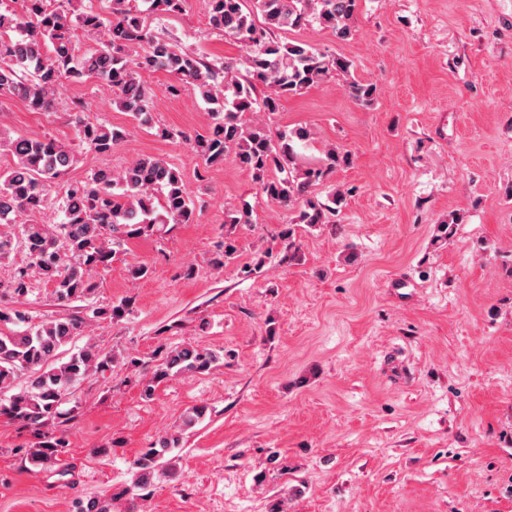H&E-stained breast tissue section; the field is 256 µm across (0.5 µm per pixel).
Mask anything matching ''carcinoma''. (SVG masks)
Instances as JSON below:
<instances>
[{"mask_svg": "<svg viewBox=\"0 0 512 512\" xmlns=\"http://www.w3.org/2000/svg\"><path fill=\"white\" fill-rule=\"evenodd\" d=\"M66 9L51 0H15L16 9L0 12V96L17 98L32 110L48 112L55 92L64 82L95 80L113 93L112 102L142 125L152 121L151 93L141 79L144 72L164 71L177 79L173 92L190 88L209 105L212 123L193 136L167 128L160 136L187 141L207 166H220L229 156L248 170L260 190L283 206H292L309 187L348 160L329 149L319 163L297 164L294 141L309 137L305 128L273 133L258 114L273 115L282 100L300 95L333 76L350 75L352 63L330 57L311 45L284 41L278 34L316 23L336 38L351 35L357 0H206L211 29L245 46L240 61L212 62L160 37L147 15L171 16L183 11L185 0H110L111 17L105 18L84 0H65ZM265 91L258 92V87ZM350 95L370 102L375 87L348 82ZM79 145L109 153L123 132L104 122L84 119V102L72 101ZM252 119H246V116ZM11 164L0 168V265L21 248L28 263L14 269L8 290L15 298L27 296L38 278L54 288L60 306L90 297L97 288L92 272L107 266L127 241L152 237L172 224L195 220V199L180 170L154 156H140L124 169L96 170L81 181L64 186L63 221L22 225L10 230L22 214L34 215L48 202L49 187L76 163V149L51 137L0 136V156ZM336 213L334 206L308 201L298 215L300 224H324ZM227 224L251 223V208L243 204L225 213ZM130 311L122 299L108 308L93 310V318L122 320ZM22 320L19 313L0 306V402L6 414L37 431L42 441L25 450L28 463L46 470L58 461L63 439L42 432L58 411L66 392L91 371H104L112 358L89 344L60 364L58 350L85 327L79 315L59 317L13 330L7 324ZM217 361L216 354L191 345L165 353L141 393L153 397L157 385L179 374L203 373ZM27 384L16 389L17 381ZM179 445L173 434L161 438L131 462L132 485L117 496L145 499L160 460Z\"/></svg>", "mask_w": 512, "mask_h": 512, "instance_id": "obj_1", "label": "carcinoma"}]
</instances>
